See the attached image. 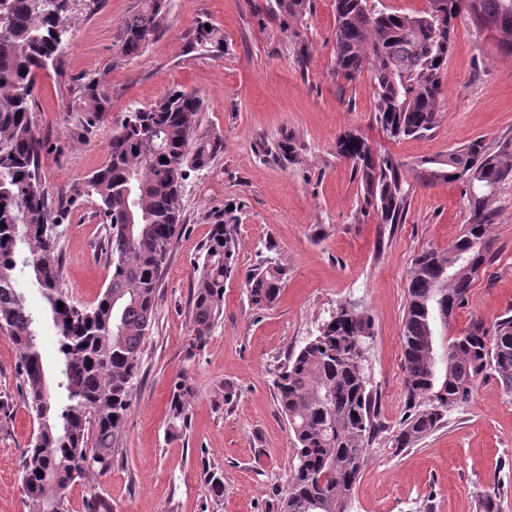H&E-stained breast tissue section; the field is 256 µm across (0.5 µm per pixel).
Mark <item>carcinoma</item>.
<instances>
[{"label": "carcinoma", "instance_id": "carcinoma-1", "mask_svg": "<svg viewBox=\"0 0 512 512\" xmlns=\"http://www.w3.org/2000/svg\"><path fill=\"white\" fill-rule=\"evenodd\" d=\"M64 3L0 0V334L16 348L22 396L37 424L22 465L31 512H50L59 500L70 512L69 489L112 468L158 288L181 228L184 181L189 170L206 167L224 151L223 138L199 132L202 101L193 93L173 90L152 107L128 111L107 138L105 163L86 181L108 227L112 276L93 304L75 298L63 280L61 215L49 205L40 179L42 139L30 119L41 74H64ZM309 3L275 0L279 12L296 19L306 15ZM429 3L428 11L412 15L389 10L382 0H334L336 76L349 82L369 76L375 120L390 140L421 136L439 123L441 80L463 12L482 27L498 23L501 46L512 54V0ZM166 10V0H137L120 23L119 56L139 57L163 27ZM80 92L79 122L94 128L108 111L110 96L96 79ZM299 149L286 135L264 153L292 162ZM336 154L351 163L364 203L380 222L401 223L413 190L401 164L354 132L338 136ZM423 164L429 181L465 186L470 222L448 248L419 254L407 274L402 354L408 414L391 439L399 450L441 428L447 413L469 404L490 375L512 394V315L500 316L491 331L473 322L463 333L445 336L474 274L492 256L491 204L497 188L512 182V139L498 141L493 150L475 139ZM233 228L227 221L213 225L194 267L197 345L224 315V282L236 270ZM19 273L41 293L56 333V401L47 389L35 317L17 288ZM284 276L278 262L249 271L250 303H274ZM371 339L365 313L341 304L276 373L277 401L296 459L280 512H347L366 450L383 432L377 397L369 388ZM188 394L184 383L174 384L166 411L172 438L187 430ZM203 473L215 500L223 499L222 471L208 467ZM83 512H113L112 503L94 492L83 500Z\"/></svg>", "mask_w": 512, "mask_h": 512}]
</instances>
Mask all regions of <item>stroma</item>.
<instances>
[{
    "label": "stroma",
    "mask_w": 512,
    "mask_h": 512,
    "mask_svg": "<svg viewBox=\"0 0 512 512\" xmlns=\"http://www.w3.org/2000/svg\"><path fill=\"white\" fill-rule=\"evenodd\" d=\"M135 0H69L64 77L42 75L31 120L45 147L42 178L66 203L60 226L64 277L74 296L93 303L110 280L106 227L84 181L107 154V134L131 106L150 107L170 90L203 101L201 132L224 150L192 172L144 345L141 372L111 472L69 492L72 512L96 491L114 512H279V493L295 464L288 423L273 387L287 355L315 335L339 304L371 322V383L388 430L407 411L402 330L406 274L423 250L447 247L469 221L465 188L429 183L422 162L480 138L493 146L512 137V55L495 31L469 16L456 21L442 77L438 126L420 138L391 140L375 121L369 78L349 83L334 73L333 0H311L304 19L280 22L274 0H167L163 28L138 58L117 53L120 21ZM217 31L208 50L190 47L198 22ZM102 82L112 107L86 130L74 111L86 79ZM354 132L403 165L413 191L407 218L380 223L363 202L337 136ZM289 135L296 161L265 157L261 143ZM493 259L478 272L448 333L471 322L493 327L512 313V183L492 204ZM235 220L238 267L224 285V315L197 351H189L194 264L213 224ZM272 257L287 274L276 302L251 305L243 273ZM17 354L0 335V512H30L21 456L33 422L19 389ZM190 389L185 435L169 438L166 407L176 381ZM224 474L214 501L205 466ZM497 493L512 512V395L495 378L450 412L446 425L418 445L396 451L386 434L367 451L349 512H479L478 497Z\"/></svg>",
    "instance_id": "35a3bbf8"
}]
</instances>
